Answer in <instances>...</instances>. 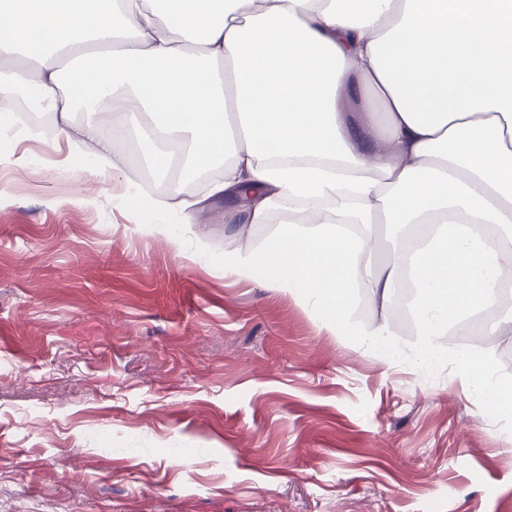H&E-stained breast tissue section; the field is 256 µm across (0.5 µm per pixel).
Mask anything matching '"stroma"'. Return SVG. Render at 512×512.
Returning <instances> with one entry per match:
<instances>
[{
  "label": "stroma",
  "mask_w": 512,
  "mask_h": 512,
  "mask_svg": "<svg viewBox=\"0 0 512 512\" xmlns=\"http://www.w3.org/2000/svg\"><path fill=\"white\" fill-rule=\"evenodd\" d=\"M55 158L0 151V512H512V424L452 374L225 277L226 200L149 234L128 174Z\"/></svg>",
  "instance_id": "stroma-1"
}]
</instances>
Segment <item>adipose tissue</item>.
Masks as SVG:
<instances>
[{
  "label": "adipose tissue",
  "instance_id": "obj_1",
  "mask_svg": "<svg viewBox=\"0 0 512 512\" xmlns=\"http://www.w3.org/2000/svg\"><path fill=\"white\" fill-rule=\"evenodd\" d=\"M30 85L55 143L103 167L136 112L161 174L249 188L225 275L298 296L362 350L399 358L389 316L350 322L352 291L385 309L407 277L424 326L411 364L450 363L512 420V381L439 343L512 308V0H0V135ZM80 106L97 121L74 125ZM274 210L282 232L242 245Z\"/></svg>",
  "mask_w": 512,
  "mask_h": 512
}]
</instances>
